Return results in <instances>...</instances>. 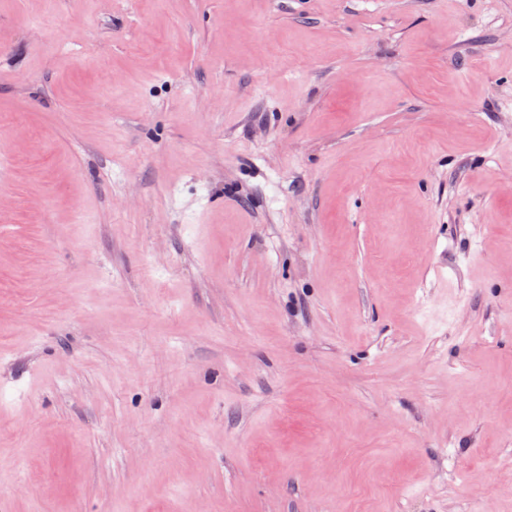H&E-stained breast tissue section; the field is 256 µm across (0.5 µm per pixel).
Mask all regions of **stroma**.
Here are the masks:
<instances>
[{"instance_id":"obj_1","label":"stroma","mask_w":512,"mask_h":512,"mask_svg":"<svg viewBox=\"0 0 512 512\" xmlns=\"http://www.w3.org/2000/svg\"><path fill=\"white\" fill-rule=\"evenodd\" d=\"M0 140V512H512V0H0Z\"/></svg>"}]
</instances>
